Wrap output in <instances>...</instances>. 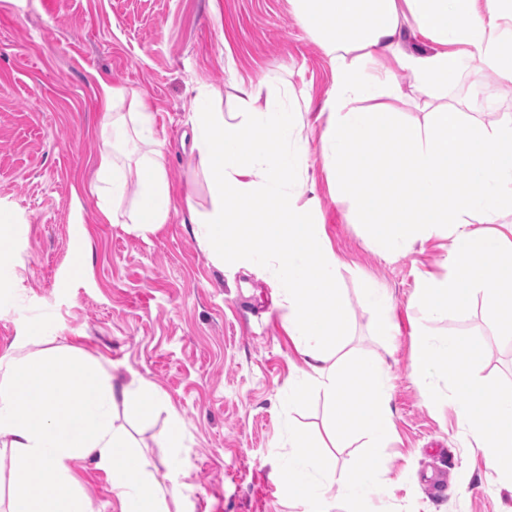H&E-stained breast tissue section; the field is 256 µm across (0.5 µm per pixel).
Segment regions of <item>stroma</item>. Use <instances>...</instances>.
Returning <instances> with one entry per match:
<instances>
[{"label":"stroma","mask_w":512,"mask_h":512,"mask_svg":"<svg viewBox=\"0 0 512 512\" xmlns=\"http://www.w3.org/2000/svg\"><path fill=\"white\" fill-rule=\"evenodd\" d=\"M273 78L294 100L321 102L331 67L289 10L288 0H0V352L29 334L48 347L76 345L109 361L117 378L137 374L165 405L132 434L155 465L177 459L190 512H304L288 498L280 464L288 428L321 443L329 411L312 393L287 405L279 392L302 360L286 310L264 272L220 267L202 250L184 199L209 205L207 176L181 142L204 88L231 109L235 76ZM142 93L157 138L172 143L168 174L176 213L148 237L101 221L90 191L104 119L97 78ZM477 119L512 113V82L485 72L448 91ZM309 173L317 183L324 232L341 267L347 309L337 359L383 361L392 426L381 451L378 491L369 503L326 493L329 512H512L481 452L442 402L446 373L426 402L411 373L420 335L469 336L486 348L485 386L512 392V338L499 335L482 303L425 319L411 299L422 275L446 272L448 241L438 237L386 258L366 228L351 223L330 189L321 128L305 118ZM388 289L398 333H379L364 289ZM181 422L167 442L170 414ZM79 488L94 512H120L107 475L78 465Z\"/></svg>","instance_id":"35a3bbf8"}]
</instances>
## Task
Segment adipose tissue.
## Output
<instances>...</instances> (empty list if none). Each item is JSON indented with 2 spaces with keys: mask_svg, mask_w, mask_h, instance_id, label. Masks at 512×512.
Listing matches in <instances>:
<instances>
[{
  "mask_svg": "<svg viewBox=\"0 0 512 512\" xmlns=\"http://www.w3.org/2000/svg\"><path fill=\"white\" fill-rule=\"evenodd\" d=\"M291 12L328 57L332 85L314 116L338 200L373 244L391 257L415 243L449 241L444 276L421 279L416 306L431 319L483 301L502 335H512V117L473 118L439 97L471 70L512 81V0H289ZM430 41L409 49L406 35ZM411 74L424 118L407 122L397 107L395 74ZM96 96L112 119L101 133L91 191L101 214L140 236L155 233L176 209L167 149L156 139L143 98L98 79ZM192 118L191 150L208 176L210 206L186 200L191 231L218 262L270 269L288 310V334L304 365L282 391L296 403L324 397L326 434L359 426L367 453L343 481L336 459L314 452L298 430L281 464L288 497L307 512H328L325 493L339 482L345 498L374 496L380 450L391 420L382 362L334 363L345 305L340 262L322 232L317 185L299 136L302 109L288 90L262 79L239 80L235 108L222 109L212 88ZM134 128L145 146L129 177L118 136ZM130 208H123V201ZM412 368L425 400L442 368L453 373L448 404L501 486L512 489V394L490 393L477 376L485 349L468 336L419 340ZM162 394L131 375L114 383L101 361L74 347L0 355V448L8 450L13 484L8 512H91L73 466L104 472L121 512H187L175 462L149 463L116 423L117 412L145 418Z\"/></svg>",
  "mask_w": 512,
  "mask_h": 512,
  "instance_id": "1",
  "label": "adipose tissue"
}]
</instances>
